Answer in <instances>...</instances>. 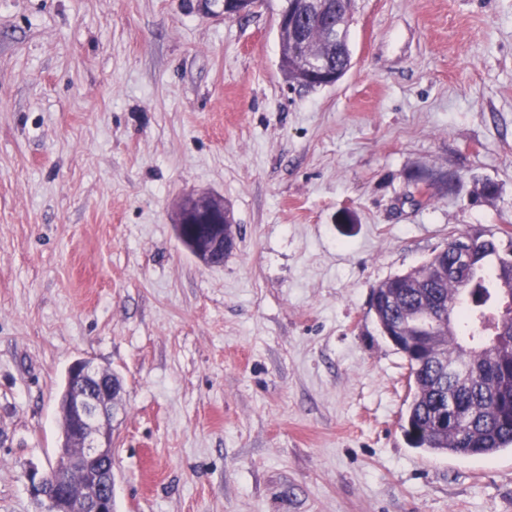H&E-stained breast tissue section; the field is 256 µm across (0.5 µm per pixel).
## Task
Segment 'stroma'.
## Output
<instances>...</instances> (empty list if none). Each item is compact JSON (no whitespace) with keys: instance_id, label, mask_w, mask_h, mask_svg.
Instances as JSON below:
<instances>
[{"instance_id":"obj_1","label":"stroma","mask_w":512,"mask_h":512,"mask_svg":"<svg viewBox=\"0 0 512 512\" xmlns=\"http://www.w3.org/2000/svg\"><path fill=\"white\" fill-rule=\"evenodd\" d=\"M283 5L0 0V512H39L79 359L123 383L115 512H512V451L407 441L369 312L452 233L512 246V0H352L350 69L301 91ZM426 170L455 191L417 204ZM192 191L222 266L176 237ZM227 220L229 223H225ZM224 223L228 228L224 227ZM197 225H207L208 230L202 241L193 245L194 255L207 266H215L217 257L224 259L235 243L234 224L230 215H225L224 197L210 192H191L181 197L175 208V231L182 241L196 238ZM224 241L227 250H224Z\"/></svg>"}]
</instances>
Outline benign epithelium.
<instances>
[{
	"label": "benign epithelium",
	"instance_id": "obj_1",
	"mask_svg": "<svg viewBox=\"0 0 512 512\" xmlns=\"http://www.w3.org/2000/svg\"><path fill=\"white\" fill-rule=\"evenodd\" d=\"M331 6L325 4L317 20L325 23L336 51H348L344 28L327 20ZM278 28L288 30L294 40L305 38L306 28L297 3L288 0L281 10ZM224 196L191 192L181 197L175 208V231L179 241L195 236L198 225L208 227L202 241L193 245L194 255L207 266L224 257ZM70 393L67 410L71 418L68 442L61 443L54 479L44 474L32 481V491L41 512H112V433L113 406L121 384L110 372L88 359L69 367Z\"/></svg>",
	"mask_w": 512,
	"mask_h": 512
}]
</instances>
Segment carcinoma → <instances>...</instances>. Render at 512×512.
Masks as SVG:
<instances>
[{
	"label": "carcinoma",
	"instance_id": "1",
	"mask_svg": "<svg viewBox=\"0 0 512 512\" xmlns=\"http://www.w3.org/2000/svg\"><path fill=\"white\" fill-rule=\"evenodd\" d=\"M306 44L283 45L280 69L290 83L307 78L300 62L315 55L313 68L328 65L346 73L349 58L322 51L323 30L312 27ZM414 180L448 192L452 175L420 172ZM432 255L415 273L395 275L378 286L379 315L401 319L425 306L437 314L452 307L455 327L439 338L448 361L467 360L471 372L461 384L443 375L425 351L409 344L399 349L408 362V403L402 428L412 444L431 453L492 456L512 447V303L504 304L503 287L512 289V258L500 255L493 236L481 235L468 246L469 264L454 268L453 247ZM458 402V421L441 427L437 418L450 401Z\"/></svg>",
	"mask_w": 512,
	"mask_h": 512
}]
</instances>
